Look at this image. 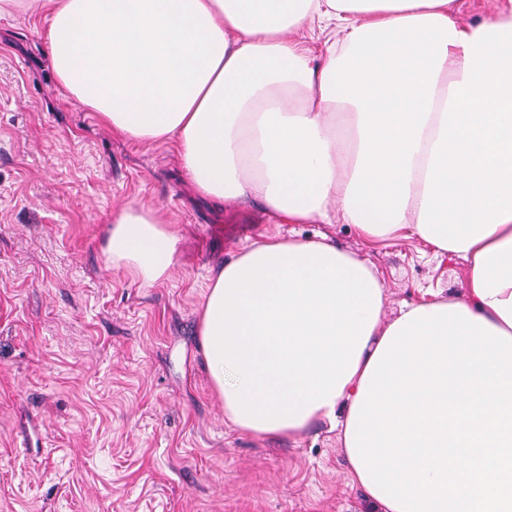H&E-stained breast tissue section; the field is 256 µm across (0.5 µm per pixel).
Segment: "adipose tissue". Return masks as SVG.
<instances>
[{
	"label": "adipose tissue",
	"mask_w": 512,
	"mask_h": 512,
	"mask_svg": "<svg viewBox=\"0 0 512 512\" xmlns=\"http://www.w3.org/2000/svg\"><path fill=\"white\" fill-rule=\"evenodd\" d=\"M454 0H0L48 15L52 72L113 135L172 145L196 192L278 224L354 225L464 259L472 316L512 336V0L463 23ZM330 27L322 58L293 37ZM178 235L112 216L106 259L151 286ZM364 260L268 237L213 271L197 319L224 418L297 439L346 432L387 326Z\"/></svg>",
	"instance_id": "adipose-tissue-1"
}]
</instances>
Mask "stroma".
<instances>
[{
    "label": "stroma",
    "mask_w": 512,
    "mask_h": 512,
    "mask_svg": "<svg viewBox=\"0 0 512 512\" xmlns=\"http://www.w3.org/2000/svg\"><path fill=\"white\" fill-rule=\"evenodd\" d=\"M47 32L0 18V512H380L328 423L295 441L226 423L195 330L207 277L264 235L324 236L378 269L388 322L425 289L464 295L461 260L201 199L172 146L117 138L72 101ZM126 204L179 236L150 287L102 252Z\"/></svg>",
    "instance_id": "35a3bbf8"
}]
</instances>
